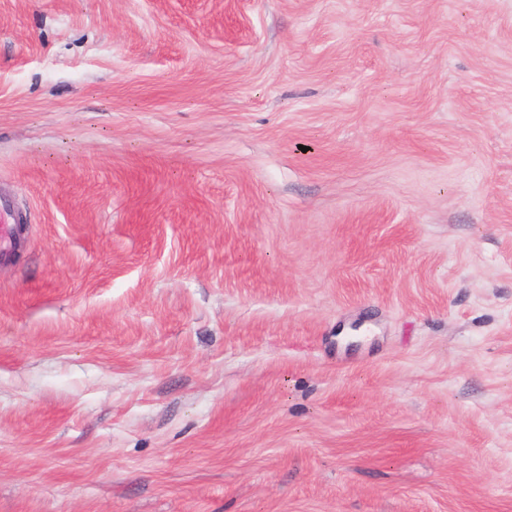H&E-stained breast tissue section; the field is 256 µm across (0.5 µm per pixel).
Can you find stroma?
Listing matches in <instances>:
<instances>
[{"label": "stroma", "mask_w": 512, "mask_h": 512, "mask_svg": "<svg viewBox=\"0 0 512 512\" xmlns=\"http://www.w3.org/2000/svg\"><path fill=\"white\" fill-rule=\"evenodd\" d=\"M0 512H512V0H0Z\"/></svg>", "instance_id": "1"}]
</instances>
